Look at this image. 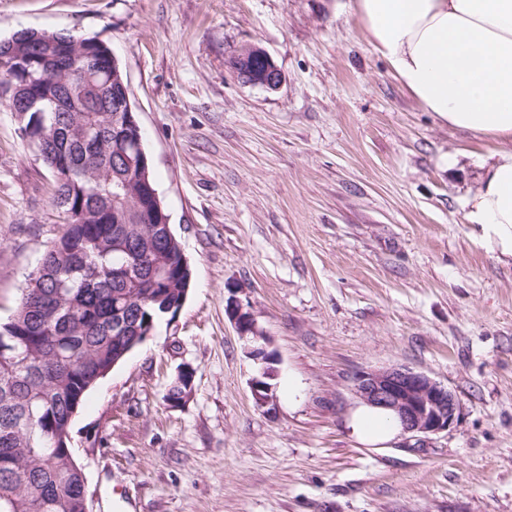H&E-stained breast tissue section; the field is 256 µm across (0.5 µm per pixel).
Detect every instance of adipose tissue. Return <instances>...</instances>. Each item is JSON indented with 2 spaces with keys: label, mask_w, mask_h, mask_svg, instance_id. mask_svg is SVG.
Here are the masks:
<instances>
[{
  "label": "adipose tissue",
  "mask_w": 512,
  "mask_h": 512,
  "mask_svg": "<svg viewBox=\"0 0 512 512\" xmlns=\"http://www.w3.org/2000/svg\"><path fill=\"white\" fill-rule=\"evenodd\" d=\"M362 31L425 111L449 126L502 143L465 201L482 242L512 259V0H355ZM349 425L379 445L399 429L365 404Z\"/></svg>",
  "instance_id": "adipose-tissue-1"
}]
</instances>
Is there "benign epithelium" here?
<instances>
[{
  "label": "benign epithelium",
  "instance_id": "1",
  "mask_svg": "<svg viewBox=\"0 0 512 512\" xmlns=\"http://www.w3.org/2000/svg\"><path fill=\"white\" fill-rule=\"evenodd\" d=\"M240 57H260L266 61L262 86L276 90L281 84V74L269 54L259 46L247 45L238 51ZM28 95L30 108L45 102V99L30 85L17 86L9 83L0 89L3 98H14L20 93ZM226 310L241 337L262 339L250 311L238 301H231ZM195 369L186 363L179 365L175 382L166 390L167 402L172 407L182 405L192 391ZM355 392L364 402L391 411L400 421L401 430L419 440L447 431L454 423L459 410L456 395L428 375L408 368H390L365 372L355 383ZM252 393L258 406L271 412L276 399L272 386L256 378L252 382Z\"/></svg>",
  "mask_w": 512,
  "mask_h": 512
}]
</instances>
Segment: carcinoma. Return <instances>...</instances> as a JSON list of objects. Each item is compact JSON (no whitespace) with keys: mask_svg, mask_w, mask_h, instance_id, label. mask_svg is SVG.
<instances>
[{"mask_svg":"<svg viewBox=\"0 0 512 512\" xmlns=\"http://www.w3.org/2000/svg\"><path fill=\"white\" fill-rule=\"evenodd\" d=\"M110 50L71 34L20 30L0 43V83L34 74L54 112L31 110L24 125L53 168L64 230L50 242L0 335L15 347L0 356V512H83L85 472L52 446L71 433L90 390L112 371L131 339L182 300L174 269L181 241L168 234L151 169L127 163L137 130L122 121L116 80L69 79L79 63L109 70Z\"/></svg>","mask_w":512,"mask_h":512,"instance_id":"cac0c4a2","label":"carcinoma"}]
</instances>
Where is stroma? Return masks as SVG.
Masks as SVG:
<instances>
[{
	"label": "stroma",
	"instance_id": "1",
	"mask_svg": "<svg viewBox=\"0 0 512 512\" xmlns=\"http://www.w3.org/2000/svg\"><path fill=\"white\" fill-rule=\"evenodd\" d=\"M21 28L109 46L192 269L176 318L73 422L95 512H512V263L465 219L499 144L426 112L354 0H0V40ZM249 44L277 90L232 74ZM54 196L0 107V324L62 230ZM232 300L263 334L275 412ZM183 363L193 388L171 407ZM397 367L452 390L458 417L423 443L363 444L355 381ZM237 55H240V57L243 59L246 58H255V57H261L266 61L265 62L261 59H256L253 63L248 62H242L238 60L235 55L231 56L229 59V66H235L237 63L240 65V71L245 70L249 73L256 71L261 72L265 69L264 76L262 77V86L269 89V90H276L281 84V74L276 67L275 63L273 62L272 58L269 56V54L262 49L259 46L256 45H247L241 48ZM252 81L248 82L249 84L257 83L260 84L259 80H255V75L251 73ZM195 370L186 363L179 365L176 370L175 382L166 390L167 402L172 407L181 406L192 391Z\"/></svg>",
	"mask_w": 512,
	"mask_h": 512
}]
</instances>
